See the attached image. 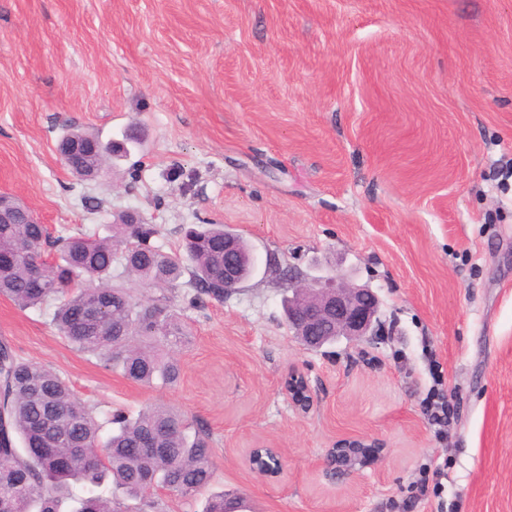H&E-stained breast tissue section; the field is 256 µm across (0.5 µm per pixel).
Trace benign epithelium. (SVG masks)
<instances>
[{
    "mask_svg": "<svg viewBox=\"0 0 512 512\" xmlns=\"http://www.w3.org/2000/svg\"><path fill=\"white\" fill-rule=\"evenodd\" d=\"M79 147L72 146V140L65 135L60 139L57 151L68 164L78 161ZM31 223H38L39 216L32 209L3 210L0 208V223L13 224L17 215ZM255 262L252 254L240 251L234 234L224 235V294L239 288L240 268L243 264ZM288 328L308 349H319L334 338L346 336L355 338L369 335L378 321L379 299L375 291L367 286H351L333 277L306 280L300 274L288 271ZM283 386L293 404L306 412L312 404V396L303 373L296 367L288 372ZM373 442L352 439L329 450L325 465L338 477L353 474L368 462ZM269 449L274 455L273 462L264 470L254 466V460ZM250 469L261 478L277 479L283 474L282 454L279 449L264 444L250 450Z\"/></svg>",
    "mask_w": 512,
    "mask_h": 512,
    "instance_id": "benign-epithelium-1",
    "label": "benign epithelium"
}]
</instances>
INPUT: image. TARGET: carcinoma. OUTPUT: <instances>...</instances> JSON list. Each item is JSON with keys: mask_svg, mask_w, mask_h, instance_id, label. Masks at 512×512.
Masks as SVG:
<instances>
[{"mask_svg": "<svg viewBox=\"0 0 512 512\" xmlns=\"http://www.w3.org/2000/svg\"><path fill=\"white\" fill-rule=\"evenodd\" d=\"M112 156L100 149L70 173L94 180ZM223 224L182 229L179 249L164 251L153 224H114L98 237L51 231L41 224H0V297L20 309L54 307L53 324L70 344L95 356L106 369L150 386L175 385L181 368L171 354L185 331L167 297L141 299L114 282V272L135 277L141 288L174 290L189 274V305L221 300L224 282ZM44 285L33 279L39 267ZM108 437L101 436L92 408L53 369L24 360L0 342V501L9 512H61L79 482L89 495L71 512H134L128 502L148 498L156 484L182 494L207 490L214 477L208 442L193 420L163 405L136 416L112 412ZM70 457L66 469L53 456ZM108 484L110 495L95 493ZM238 498L207 497L202 512H236Z\"/></svg>", "mask_w": 512, "mask_h": 512, "instance_id": "obj_1", "label": "carcinoma"}]
</instances>
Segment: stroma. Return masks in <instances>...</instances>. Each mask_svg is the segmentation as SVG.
I'll use <instances>...</instances> for the list:
<instances>
[{
    "mask_svg": "<svg viewBox=\"0 0 512 512\" xmlns=\"http://www.w3.org/2000/svg\"><path fill=\"white\" fill-rule=\"evenodd\" d=\"M78 127L142 136L78 181L56 144ZM512 0H0V193L50 229L107 234L134 210L176 251L224 224L255 274L223 301L169 296L187 339L176 385L146 387L68 345L51 309L0 297V340L53 368L98 417L163 404L209 440L213 491L249 512H390L421 464L447 463L412 512H512ZM100 208H92V201ZM374 288L377 335L304 349L282 269ZM443 371L445 440L421 410ZM313 405L299 412L290 367ZM345 439L378 442L350 478ZM284 472H251L253 446ZM283 386L293 404L303 412H307L312 404V396L303 373L298 368L293 367L284 379ZM378 446L364 439H352L342 442L331 448L326 456L325 465L336 474L344 478L353 474L358 468L364 467L368 462L370 449ZM266 449H270L271 452L273 453V455H274L273 462L269 463L270 466L268 468H266L264 470H260L254 466L253 462L258 456H262L263 450H266ZM247 462H248L250 469L254 473H256L258 476H260L261 478H263L265 480L277 479L283 474L282 454L278 448H274L271 445L263 444L262 446H259L256 448H251L249 455H248Z\"/></svg>",
    "mask_w": 512,
    "mask_h": 512,
    "instance_id": "1",
    "label": "stroma"
}]
</instances>
